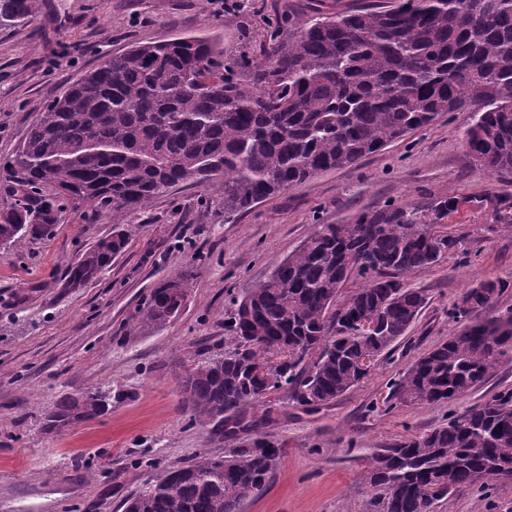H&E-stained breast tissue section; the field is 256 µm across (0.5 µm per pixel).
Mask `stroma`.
Instances as JSON below:
<instances>
[{
	"mask_svg": "<svg viewBox=\"0 0 512 512\" xmlns=\"http://www.w3.org/2000/svg\"><path fill=\"white\" fill-rule=\"evenodd\" d=\"M362 0H32L27 18L0 24V202L5 165L43 108L103 55L186 34L218 38L225 55L258 57L283 16L314 18ZM473 108L447 112L357 165L317 174L231 222L214 217L212 189L185 182L123 219L128 241L96 281L65 289L69 265L111 218L64 209L48 236L0 247V512H124L127 498L163 472L225 445L185 403L181 381L231 347L227 324L246 289L324 224H350L389 203L424 206L453 194L443 220L456 245L409 274L429 303L396 351L358 388L309 410L276 396L269 431L287 453L266 491L243 512H370V455L447 423L512 386V364L467 396L431 405H391L394 381L456 330L457 295L480 280L512 278V177L482 171L463 135ZM193 269L179 313L140 331L138 311L160 283ZM112 390L103 417L46 433L57 400ZM434 512H512V480L462 488Z\"/></svg>",
	"mask_w": 512,
	"mask_h": 512,
	"instance_id": "35a3bbf8",
	"label": "stroma"
}]
</instances>
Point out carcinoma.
I'll return each mask as SVG.
<instances>
[{"instance_id":"carcinoma-1","label":"carcinoma","mask_w":512,"mask_h":512,"mask_svg":"<svg viewBox=\"0 0 512 512\" xmlns=\"http://www.w3.org/2000/svg\"><path fill=\"white\" fill-rule=\"evenodd\" d=\"M31 0H0V23L29 16ZM288 43L270 34L263 53L226 58L221 44L188 35L139 43L102 61L49 102L7 165L0 247L47 236L60 220L56 198L95 206L112 223L172 186L219 190L213 215L229 221L323 171L350 168L444 112L479 106L464 139L483 170L512 176V0H387L304 23ZM453 195L425 208L390 204L352 224H324L247 291L231 317L233 347L188 372L186 404L224 440L250 437L224 458L203 455L146 484L126 512H242L262 494L286 454L263 431L285 392L325 406L361 386L366 357L391 352L427 305L404 276L435 265L430 225L457 209ZM118 230L89 247L63 287L95 280L126 246ZM353 276L365 284L344 297ZM187 270L156 288L140 310L142 329L174 317L166 290L186 297ZM511 279L464 291L451 315L461 323L416 358L394 383L401 404L460 399L512 362V308L494 309ZM356 312L377 317L374 334L353 332ZM264 368L269 380L253 371ZM112 390L64 396L47 432L104 416ZM512 474V386L448 423L374 454L365 468L375 512H431L415 487L443 478L447 493Z\"/></svg>"}]
</instances>
